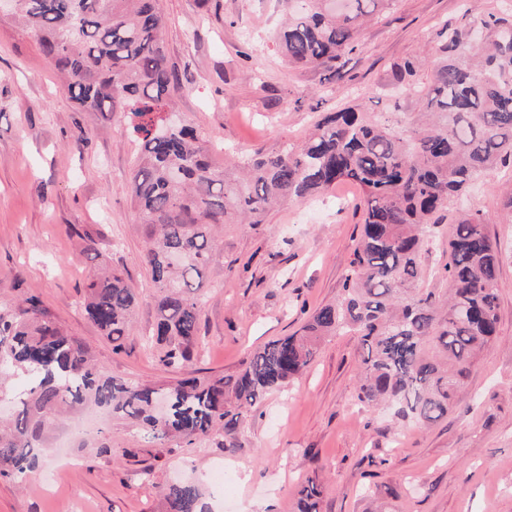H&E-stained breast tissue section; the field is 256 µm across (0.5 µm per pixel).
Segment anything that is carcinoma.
<instances>
[{"instance_id": "obj_1", "label": "carcinoma", "mask_w": 512, "mask_h": 512, "mask_svg": "<svg viewBox=\"0 0 512 512\" xmlns=\"http://www.w3.org/2000/svg\"><path fill=\"white\" fill-rule=\"evenodd\" d=\"M393 0H296L277 34L288 62L327 66L355 49V20ZM445 27L444 57L424 95L427 121L391 124L356 106L316 120L299 143L255 157L211 158L188 124L161 134L179 78L163 44L158 0H10L8 17L30 31L45 61L81 109L133 117L141 142L131 173L133 200L147 227L144 252L155 289L150 340L160 360L193 359L200 334L197 291L225 224H263L288 201L320 194L344 180L363 190L362 222L341 296L317 309L301 329L255 351L235 375L174 384L120 381L107 375L47 315L34 296L0 302V393L24 372L32 385L0 422V477L19 484L44 462L42 440L56 415L94 404L141 426L143 438L177 437L191 447L231 428L268 393L304 375L322 338L352 335L366 352L357 399L391 405L404 419L432 423L448 415L476 357L499 326L504 248L478 210L459 208L472 183L512 158V5L467 9ZM422 60L397 64L407 88ZM458 208L448 237L444 276L448 314L437 311L423 281L422 251L441 217ZM141 295L121 272L85 285L84 310L118 351L132 330ZM168 401L166 416L154 404ZM323 486L309 478L297 512H321ZM166 512H211L193 482L167 486Z\"/></svg>"}]
</instances>
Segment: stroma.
<instances>
[{
  "label": "stroma",
  "mask_w": 512,
  "mask_h": 512,
  "mask_svg": "<svg viewBox=\"0 0 512 512\" xmlns=\"http://www.w3.org/2000/svg\"><path fill=\"white\" fill-rule=\"evenodd\" d=\"M291 0H160L168 62L181 84L173 100L216 158L301 141L319 113L354 104L413 120L422 107L394 66L425 53L417 81L439 61V33L463 21L466 0H393L364 24L355 51L336 66L289 65L272 35ZM126 112L83 111L40 55L32 33L0 21V300L38 296L46 312L117 379L165 384L238 372L267 342L291 334L336 300L359 237L361 188L272 210L265 223L225 225L202 285L198 353L164 367L144 338L154 290L143 262L129 172L140 142ZM89 140L74 147L80 134ZM512 164L478 179L470 204L487 231L512 242L499 202ZM446 212L438 244L426 246L424 287L445 295ZM95 253H87V244ZM121 271L142 295L121 352L86 317L87 280ZM499 335L476 360L461 400L419 425L367 411L357 400L356 337L323 339L309 370L270 393L228 430L194 447L147 443L132 423L94 410L65 413L44 439L47 462L25 484L0 477V512H162L174 481L201 484L212 512H295L309 477L325 491L321 512H512V258L500 272ZM223 465L216 486L210 473Z\"/></svg>",
  "instance_id": "1"
}]
</instances>
